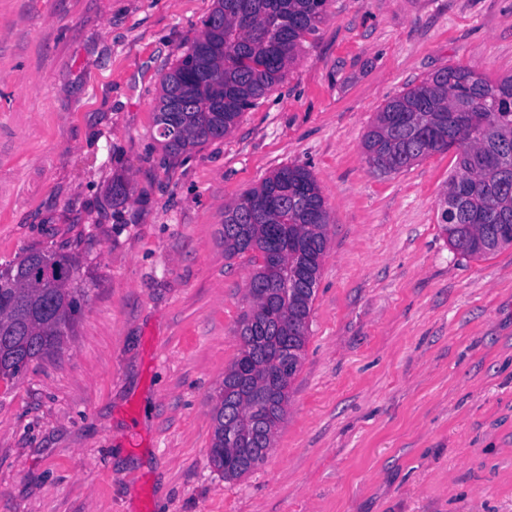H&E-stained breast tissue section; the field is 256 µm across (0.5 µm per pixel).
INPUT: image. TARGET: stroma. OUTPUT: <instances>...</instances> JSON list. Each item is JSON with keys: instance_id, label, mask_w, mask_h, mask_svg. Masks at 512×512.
Listing matches in <instances>:
<instances>
[{"instance_id": "obj_1", "label": "stroma", "mask_w": 512, "mask_h": 512, "mask_svg": "<svg viewBox=\"0 0 512 512\" xmlns=\"http://www.w3.org/2000/svg\"><path fill=\"white\" fill-rule=\"evenodd\" d=\"M215 0H0V267L75 254L62 351L0 384V512H512V247L440 229L454 152L384 174L365 132L445 66L512 75V0H328L224 138L168 155L161 80ZM285 166L326 201L309 339L263 463L212 412L250 254L224 208Z\"/></svg>"}]
</instances>
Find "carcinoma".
Listing matches in <instances>:
<instances>
[{"mask_svg":"<svg viewBox=\"0 0 512 512\" xmlns=\"http://www.w3.org/2000/svg\"><path fill=\"white\" fill-rule=\"evenodd\" d=\"M327 0H215L177 65L161 81L156 123L164 149L223 138L243 112L282 80ZM369 165L398 172L456 150L441 215L448 244L482 258L512 246V76L448 66L390 98L364 134ZM329 215L309 170L285 166L224 208V253L252 251L251 309L236 330L238 358L224 372L209 455L224 479L262 463L284 420L302 363L327 248ZM73 255L32 253L0 269V382L9 387L34 360L62 350L84 289Z\"/></svg>","mask_w":512,"mask_h":512,"instance_id":"obj_1","label":"carcinoma"}]
</instances>
